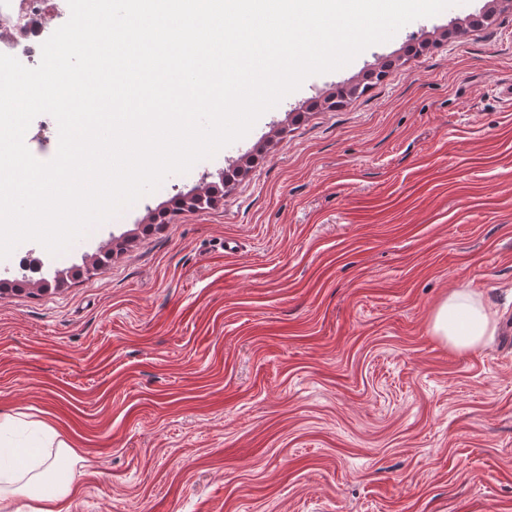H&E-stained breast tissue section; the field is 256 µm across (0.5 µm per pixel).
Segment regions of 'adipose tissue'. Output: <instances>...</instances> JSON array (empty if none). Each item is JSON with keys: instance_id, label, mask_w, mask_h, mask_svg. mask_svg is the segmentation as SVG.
Returning a JSON list of instances; mask_svg holds the SVG:
<instances>
[{"instance_id": "ef3b65f1", "label": "adipose tissue", "mask_w": 512, "mask_h": 512, "mask_svg": "<svg viewBox=\"0 0 512 512\" xmlns=\"http://www.w3.org/2000/svg\"><path fill=\"white\" fill-rule=\"evenodd\" d=\"M495 327V312L464 286L452 290L433 317L435 334L458 350L479 347ZM20 431L27 433L29 444L12 443ZM79 460L50 420L0 415V512H63L82 476Z\"/></svg>"}]
</instances>
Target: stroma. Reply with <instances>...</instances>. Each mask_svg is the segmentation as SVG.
<instances>
[{"mask_svg": "<svg viewBox=\"0 0 512 512\" xmlns=\"http://www.w3.org/2000/svg\"><path fill=\"white\" fill-rule=\"evenodd\" d=\"M510 84L512 4L461 0L65 260L0 259L51 279L112 247L95 276L0 295V414L49 416L84 460L64 512H512ZM229 167L215 206L173 211ZM462 284L498 326L458 352L433 317Z\"/></svg>", "mask_w": 512, "mask_h": 512, "instance_id": "stroma-1", "label": "stroma"}]
</instances>
